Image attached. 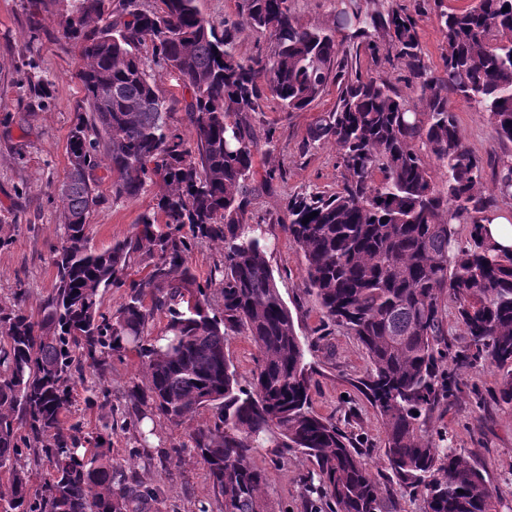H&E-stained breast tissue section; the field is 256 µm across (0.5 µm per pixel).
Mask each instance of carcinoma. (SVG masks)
<instances>
[{
    "mask_svg": "<svg viewBox=\"0 0 512 512\" xmlns=\"http://www.w3.org/2000/svg\"><path fill=\"white\" fill-rule=\"evenodd\" d=\"M160 3L32 0L40 12L56 11L62 37L79 45L92 119L70 133L54 287L35 313L0 310L4 512H134V502L154 497L112 464L101 436L64 420L84 369L103 373L130 350L149 374L128 389L121 427L149 415L178 425L211 410L212 423L190 439L224 512H269L267 474L252 456L275 432L280 447L313 465L303 479L310 512H390L354 439L311 407L310 365L267 260L269 244L259 225L246 223L258 145L247 114L270 98L282 111H301L331 80L340 87L336 108L310 138L336 145L343 180L331 194L287 202L306 287L323 321L366 350L369 368L355 387L380 415L389 479L421 494L424 512H498V496L470 456L436 446L426 421L452 388L439 368L450 304L466 341L460 364L504 371L498 399L512 404V248L487 236L482 221L494 198L451 107L455 99L477 106L499 144L512 143V0L440 11L448 51L437 74L422 56L416 21L386 0H341L324 27L299 24L289 0H242L241 24L271 39L268 52L247 61L233 51L237 24L218 30L197 0ZM349 38L395 49L418 103L387 79L353 73L348 57H339ZM147 41L154 65L176 72L191 91L184 110L192 144L167 122L154 65L140 55ZM102 161L115 197L135 199L153 179L161 192L132 235L94 252L87 230ZM493 181L512 197V159L500 161ZM462 224L470 226L465 246ZM200 239L224 243L219 275L203 284L189 265ZM137 262L148 272L130 280ZM112 288L125 296L107 314L101 298ZM156 315L167 322L153 336ZM240 333L258 351L248 389L224 352L227 337ZM30 459L50 467L35 490Z\"/></svg>",
    "mask_w": 512,
    "mask_h": 512,
    "instance_id": "carcinoma-1",
    "label": "carcinoma"
}]
</instances>
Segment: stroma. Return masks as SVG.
<instances>
[{
  "label": "stroma",
  "instance_id": "1",
  "mask_svg": "<svg viewBox=\"0 0 512 512\" xmlns=\"http://www.w3.org/2000/svg\"><path fill=\"white\" fill-rule=\"evenodd\" d=\"M471 0H394L417 23L425 63L438 71L448 48L437 14L463 10ZM356 54L362 77L390 80L403 96L416 99L408 84L404 62L394 51L345 42ZM79 49L60 37L55 16L32 15L29 0H0V307L11 308L24 298L36 311L55 283L54 253L62 244L58 192L69 170L70 132L85 114V91L79 78ZM47 81L50 97L38 103L31 78ZM339 96L336 83L302 111L283 112L275 105L249 113L259 142L250 183L249 223L260 225L272 244L267 259L279 291L291 310L297 332L312 344L311 404L315 413L357 435L364 458L379 482L385 483L395 512H423L422 496L402 494L389 483L382 463L384 432L376 410L351 384L369 366L365 349L344 330L323 326L314 296L304 283L305 259L288 235L286 200L296 194L333 192L344 168L333 144L314 142L309 130L328 115ZM454 112L471 152L485 168L503 158L493 127L474 105L455 101ZM99 202L89 217L92 250L103 251L133 233L141 213L156 204L159 187L147 182L136 200L115 198L112 176L98 168ZM455 385L431 415L435 438L444 448L469 453L482 469L490 488L501 497L499 512H512V405L496 398L501 373L487 363L466 368L449 364ZM146 379L137 352L113 361L111 371L86 373L77 382L65 413L67 422H81L85 430L101 433L112 450V461L132 473L155 498L143 512H224L206 468L191 449L190 433L210 424L212 414L202 409L173 425L158 417L149 441H141L135 427L105 431L109 407H123L131 382ZM254 464L268 476L266 498L270 512H306L302 479L311 469L300 453L286 452L274 442H263Z\"/></svg>",
  "mask_w": 512,
  "mask_h": 512
}]
</instances>
